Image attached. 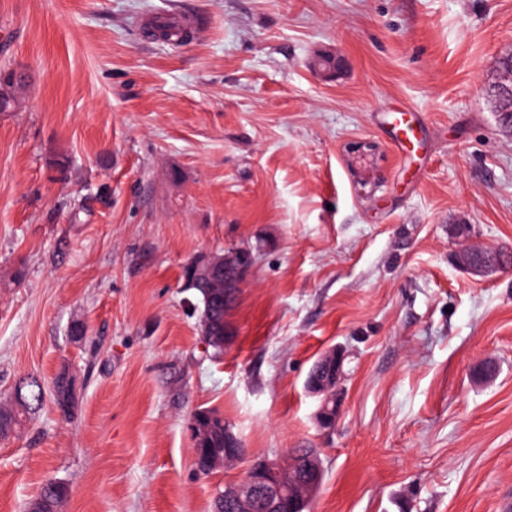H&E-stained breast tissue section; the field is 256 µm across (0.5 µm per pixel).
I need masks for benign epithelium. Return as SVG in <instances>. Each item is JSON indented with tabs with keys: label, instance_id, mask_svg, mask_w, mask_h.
<instances>
[{
	"label": "benign epithelium",
	"instance_id": "benign-epithelium-1",
	"mask_svg": "<svg viewBox=\"0 0 512 512\" xmlns=\"http://www.w3.org/2000/svg\"><path fill=\"white\" fill-rule=\"evenodd\" d=\"M315 69L331 75L343 67L338 56H324L315 60ZM487 87L493 91L490 103L500 115L502 124L512 133V52L496 58L493 74ZM456 263L467 273L489 277L497 273L512 272V251L494 252L481 247H471L455 257ZM252 265V255L236 250L219 256L202 258L203 276L211 280L218 273L247 276ZM347 350L332 346L313 363L305 381L306 391L319 399L315 418L323 429L336 425L343 396L342 381L345 378ZM246 455L240 439L224 450V467L240 463ZM324 480V466L317 448H302L295 452L290 462L281 456H258L250 461L242 479L224 485L216 498L224 500V506L242 503L259 504L263 512H307Z\"/></svg>",
	"mask_w": 512,
	"mask_h": 512
}]
</instances>
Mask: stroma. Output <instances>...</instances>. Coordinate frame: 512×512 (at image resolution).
Returning <instances> with one entry per match:
<instances>
[{
    "label": "stroma",
    "instance_id": "1",
    "mask_svg": "<svg viewBox=\"0 0 512 512\" xmlns=\"http://www.w3.org/2000/svg\"><path fill=\"white\" fill-rule=\"evenodd\" d=\"M183 18L182 44L145 33ZM508 50L512 0H0V70L28 74L0 112V403L64 366L77 389L0 441V512L54 479L58 512H211L246 467L197 472L199 407L248 456L320 449L311 512H502L512 274L455 254L512 250V134L482 89ZM235 244L257 261L214 360L183 268ZM334 345L324 430L304 383ZM456 263L468 274L489 277L497 273L512 272V251L494 252L471 247L455 257ZM347 350L342 346H332L325 350L313 363L305 381L306 391L319 399L315 418L323 429L336 425L343 396L342 381L345 374ZM331 404V408L329 405Z\"/></svg>",
    "mask_w": 512,
    "mask_h": 512
}]
</instances>
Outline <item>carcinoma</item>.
Segmentation results:
<instances>
[{"label": "carcinoma", "instance_id": "cac0c4a2", "mask_svg": "<svg viewBox=\"0 0 512 512\" xmlns=\"http://www.w3.org/2000/svg\"><path fill=\"white\" fill-rule=\"evenodd\" d=\"M26 83L25 79L0 76V107L21 108L22 98L19 96V90L25 88ZM183 287L193 292L198 304V327L200 335L209 339V354L214 359L222 358L224 346L230 340L228 326L224 322V293H233L235 289L224 288L222 279L215 282L213 288L201 287L195 262L184 268ZM19 382L25 386L26 403H21L12 393L7 403L0 404V434L6 435L27 422L40 410L48 394L62 414L69 415L75 408L76 388L72 379L56 376L48 389L34 377H23ZM192 417L197 419L193 438L196 469L203 474L221 469L224 462V416L215 410L204 408L194 412ZM68 494V485L59 481L54 490L47 494L40 493L30 506L35 508V512H57L60 503Z\"/></svg>", "mask_w": 512, "mask_h": 512}]
</instances>
